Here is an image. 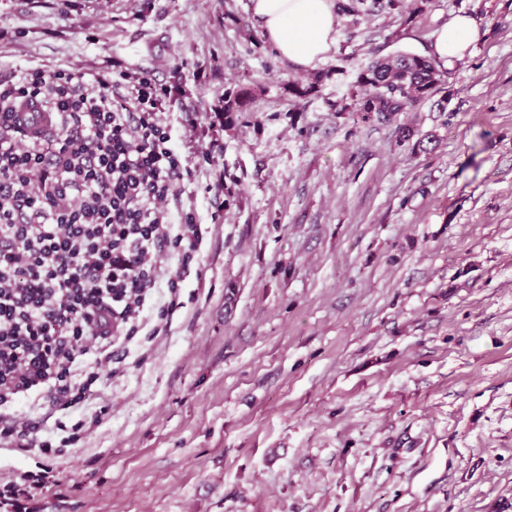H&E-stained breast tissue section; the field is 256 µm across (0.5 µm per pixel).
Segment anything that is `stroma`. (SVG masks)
<instances>
[{"label":"stroma","instance_id":"35a3bbf8","mask_svg":"<svg viewBox=\"0 0 512 512\" xmlns=\"http://www.w3.org/2000/svg\"><path fill=\"white\" fill-rule=\"evenodd\" d=\"M482 1L434 95L365 122L359 71L475 0L338 14L304 70L251 0H0V67L171 87L208 229L106 421L51 463L0 447V489L42 481L22 512H512V0Z\"/></svg>","mask_w":512,"mask_h":512}]
</instances>
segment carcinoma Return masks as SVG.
I'll use <instances>...</instances> for the list:
<instances>
[{
    "instance_id": "obj_1",
    "label": "carcinoma",
    "mask_w": 512,
    "mask_h": 512,
    "mask_svg": "<svg viewBox=\"0 0 512 512\" xmlns=\"http://www.w3.org/2000/svg\"><path fill=\"white\" fill-rule=\"evenodd\" d=\"M440 82L439 66L432 57L397 52L359 72L356 111L364 120L389 117L431 97Z\"/></svg>"
}]
</instances>
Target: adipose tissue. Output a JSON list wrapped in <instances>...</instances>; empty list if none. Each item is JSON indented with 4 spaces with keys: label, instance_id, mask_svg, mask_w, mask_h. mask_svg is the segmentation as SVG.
Returning <instances> with one entry per match:
<instances>
[{
    "label": "adipose tissue",
    "instance_id": "adipose-tissue-1",
    "mask_svg": "<svg viewBox=\"0 0 512 512\" xmlns=\"http://www.w3.org/2000/svg\"><path fill=\"white\" fill-rule=\"evenodd\" d=\"M252 9L277 54L295 67H316L336 44V0H252ZM481 26L471 14L442 25L431 45L439 66L463 58L479 40Z\"/></svg>",
    "mask_w": 512,
    "mask_h": 512
}]
</instances>
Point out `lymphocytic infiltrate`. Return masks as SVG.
I'll use <instances>...</instances> for the list:
<instances>
[{"label":"lymphocytic infiltrate","instance_id":"obj_1","mask_svg":"<svg viewBox=\"0 0 512 512\" xmlns=\"http://www.w3.org/2000/svg\"><path fill=\"white\" fill-rule=\"evenodd\" d=\"M168 94L145 70L0 73L1 448L51 458L103 424L107 408L83 417L103 375L201 268ZM24 101L48 114L42 137L21 132Z\"/></svg>","mask_w":512,"mask_h":512}]
</instances>
